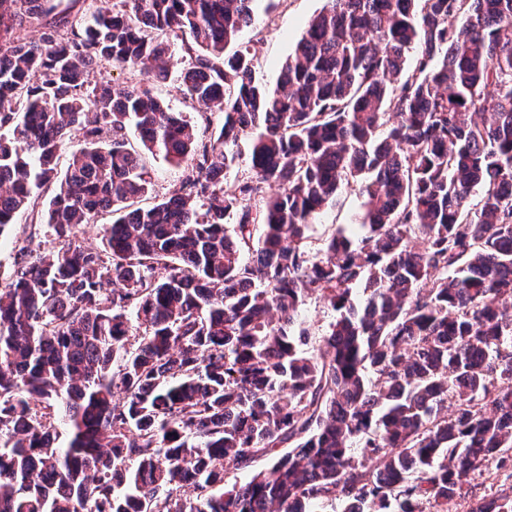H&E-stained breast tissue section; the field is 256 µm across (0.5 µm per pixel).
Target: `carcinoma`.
Returning <instances> with one entry per match:
<instances>
[{
    "label": "carcinoma",
    "instance_id": "1",
    "mask_svg": "<svg viewBox=\"0 0 512 512\" xmlns=\"http://www.w3.org/2000/svg\"><path fill=\"white\" fill-rule=\"evenodd\" d=\"M257 2L125 0L33 41L51 0H0V233L41 200L62 243L0 284V512H432L512 462V0H327L272 92L225 54ZM153 30L192 40V121L84 81L166 80ZM147 154L184 165L152 202ZM358 179L362 234L313 254ZM107 212L104 252L73 243ZM101 81H110L112 85L126 86L142 84V77L132 70L114 66L110 62H102L90 70L88 82L90 86ZM365 197L359 185L345 187L337 205L326 207L310 224L308 234L312 237L311 247L316 252L334 229L349 228V224H356L355 218L364 210ZM301 318L306 325L311 326L313 332L323 333L332 319V314L322 302L311 299L303 306Z\"/></svg>",
    "mask_w": 512,
    "mask_h": 512
}]
</instances>
